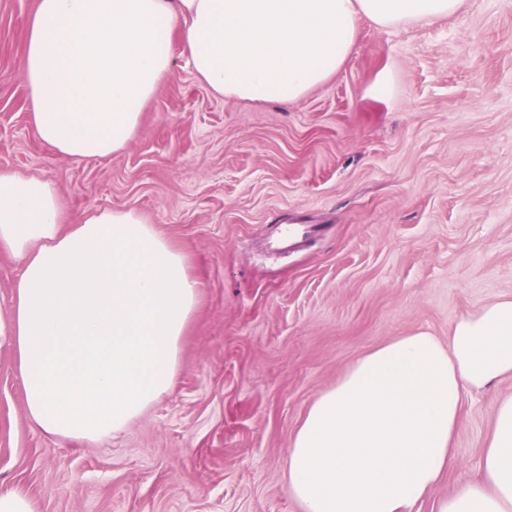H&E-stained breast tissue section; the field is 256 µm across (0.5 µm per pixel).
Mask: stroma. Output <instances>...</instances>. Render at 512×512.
I'll return each instance as SVG.
<instances>
[{
  "mask_svg": "<svg viewBox=\"0 0 512 512\" xmlns=\"http://www.w3.org/2000/svg\"><path fill=\"white\" fill-rule=\"evenodd\" d=\"M33 0H0V170L58 186L70 218L136 208L187 249L200 308L174 388L87 443L29 416L9 307L22 262L0 251V491L39 512H302L288 443L364 354L512 296V0L450 17L358 23L343 68L292 104L214 95L186 62L127 147L62 154L30 121L21 70ZM387 80L390 91L375 86ZM274 224H318L272 246ZM512 380L470 392L455 466L416 506L479 471ZM297 228L293 236L290 235L293 233L291 229L285 228L282 232L281 230L277 233L276 241L277 243L285 248H291L296 245L301 239L309 238L312 236H316L323 231V228L316 224H301L296 225Z\"/></svg>",
  "mask_w": 512,
  "mask_h": 512,
  "instance_id": "stroma-1",
  "label": "stroma"
}]
</instances>
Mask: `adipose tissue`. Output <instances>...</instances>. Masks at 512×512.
I'll return each instance as SVG.
<instances>
[{"label":"adipose tissue","mask_w":512,"mask_h":512,"mask_svg":"<svg viewBox=\"0 0 512 512\" xmlns=\"http://www.w3.org/2000/svg\"><path fill=\"white\" fill-rule=\"evenodd\" d=\"M463 0H35L22 70L37 137L105 158L136 135L186 58L216 95L296 102L346 63L357 24L455 15ZM56 184L0 170V249L23 271L10 308L27 410L46 432L101 442L177 381L200 284L185 250L133 208L72 223ZM512 379V297L360 358L289 441L303 512H412L455 460L470 390ZM436 512H512V395L497 405L478 476Z\"/></svg>","instance_id":"adipose-tissue-1"}]
</instances>
